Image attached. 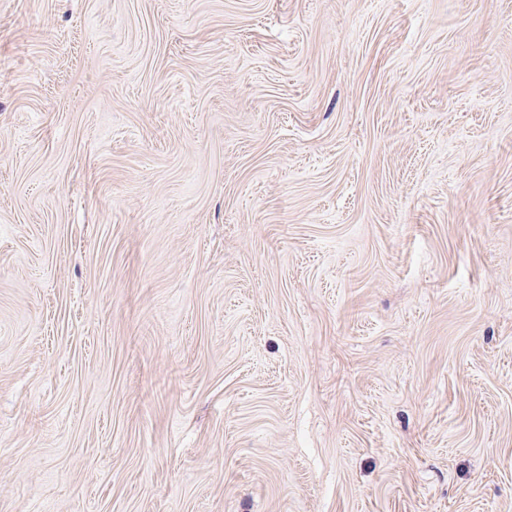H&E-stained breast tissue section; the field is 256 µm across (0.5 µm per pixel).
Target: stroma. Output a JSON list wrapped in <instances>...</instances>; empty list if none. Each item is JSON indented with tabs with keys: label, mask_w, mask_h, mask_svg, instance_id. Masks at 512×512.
<instances>
[{
	"label": "stroma",
	"mask_w": 512,
	"mask_h": 512,
	"mask_svg": "<svg viewBox=\"0 0 512 512\" xmlns=\"http://www.w3.org/2000/svg\"><path fill=\"white\" fill-rule=\"evenodd\" d=\"M0 512H512V0H0Z\"/></svg>",
	"instance_id": "obj_1"
}]
</instances>
